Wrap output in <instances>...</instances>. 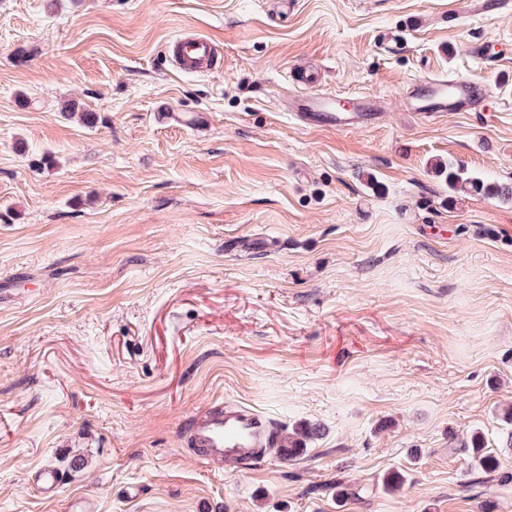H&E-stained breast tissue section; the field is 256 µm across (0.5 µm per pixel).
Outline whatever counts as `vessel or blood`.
Instances as JSON below:
<instances>
[{
  "label": "vessel or blood",
  "mask_w": 512,
  "mask_h": 512,
  "mask_svg": "<svg viewBox=\"0 0 512 512\" xmlns=\"http://www.w3.org/2000/svg\"><path fill=\"white\" fill-rule=\"evenodd\" d=\"M212 50L208 37L179 38L173 58L183 69L193 71L208 61ZM484 100L479 84L451 75L416 83L406 108L431 121ZM289 110L308 127L345 132L374 124L380 116L381 104L377 98L360 94L345 102L335 95L317 93L291 98ZM186 432L189 444L202 449L204 459L218 464L227 460L249 461L259 448L277 449L280 461L288 459V451L273 423L246 405L229 403L206 409L190 420Z\"/></svg>",
  "instance_id": "obj_1"
}]
</instances>
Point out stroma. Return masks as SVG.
<instances>
[{"mask_svg": "<svg viewBox=\"0 0 512 512\" xmlns=\"http://www.w3.org/2000/svg\"><path fill=\"white\" fill-rule=\"evenodd\" d=\"M302 67L378 124L297 125ZM451 73L486 111L404 109ZM450 162L512 185L498 0H0V512H512L461 490L474 430L512 471V203ZM226 401L324 434L204 461L182 432ZM212 40L206 36L178 38L175 40L173 58L185 70H197L212 54ZM448 186L466 193L487 194L500 198L504 202H512V186L489 183L480 177L465 176L463 169L454 163H448ZM321 429L316 424H299L288 431L289 448H292L295 460L304 456L308 451V445L321 436ZM294 460V461H295Z\"/></svg>", "mask_w": 512, "mask_h": 512, "instance_id": "stroma-1", "label": "stroma"}]
</instances>
